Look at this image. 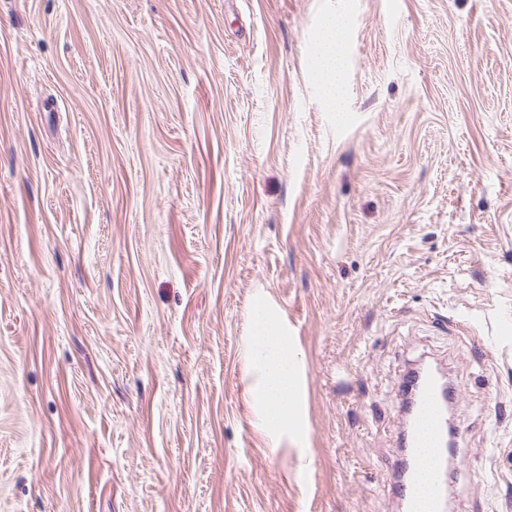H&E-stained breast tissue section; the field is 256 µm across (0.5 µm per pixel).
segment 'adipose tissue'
<instances>
[{
    "label": "adipose tissue",
    "instance_id": "ef3b65f1",
    "mask_svg": "<svg viewBox=\"0 0 512 512\" xmlns=\"http://www.w3.org/2000/svg\"><path fill=\"white\" fill-rule=\"evenodd\" d=\"M347 22L338 17L326 25L319 57L323 91L333 102L341 97L339 78L343 68L340 43ZM249 358L255 380L250 387L256 406V422L267 436L297 431L301 424L302 383L298 354L272 308L253 307L248 336Z\"/></svg>",
    "mask_w": 512,
    "mask_h": 512
}]
</instances>
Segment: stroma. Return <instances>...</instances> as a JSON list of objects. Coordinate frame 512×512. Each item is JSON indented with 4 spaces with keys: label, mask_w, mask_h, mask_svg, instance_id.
Listing matches in <instances>:
<instances>
[{
    "label": "stroma",
    "mask_w": 512,
    "mask_h": 512,
    "mask_svg": "<svg viewBox=\"0 0 512 512\" xmlns=\"http://www.w3.org/2000/svg\"><path fill=\"white\" fill-rule=\"evenodd\" d=\"M259 296L301 359L275 442ZM427 356L453 512H512V0H0V512H398ZM346 26L347 22L343 17L334 18L326 24L325 40L318 62L324 78V94L335 103L341 97L339 78L343 68V58L340 53V43ZM247 339L255 375L250 392L257 426L270 437L297 431L302 424L300 362L288 344V333L268 304L265 310L252 308Z\"/></svg>",
    "instance_id": "1"
}]
</instances>
